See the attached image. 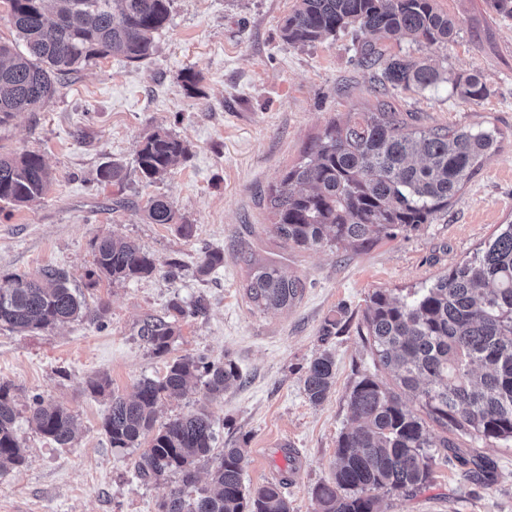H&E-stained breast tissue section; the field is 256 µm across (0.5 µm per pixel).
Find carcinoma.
<instances>
[{
    "instance_id": "1",
    "label": "carcinoma",
    "mask_w": 512,
    "mask_h": 512,
    "mask_svg": "<svg viewBox=\"0 0 512 512\" xmlns=\"http://www.w3.org/2000/svg\"><path fill=\"white\" fill-rule=\"evenodd\" d=\"M11 22L24 50L0 43V124L16 112H32L49 100L57 85L95 58L120 55L131 63L150 58L154 34L170 19L171 0H6ZM349 28L373 36L359 51L360 65L376 70L382 87L426 90L451 84L452 93L473 102L490 95L479 74L448 73L426 58L389 55L384 40L419 47L446 46L457 34L455 20L435 0H298L283 21L282 39L306 46L334 38ZM498 148L493 128L455 129L422 126L384 101L346 120L332 121L278 185L267 194L273 216L270 231L303 249L327 245L365 251L432 222ZM187 154V147L166 130L149 135L136 151L138 169L149 182L161 179ZM41 155L0 156V204L12 208L39 200L51 184ZM152 224H174L184 238L194 225L183 221L164 197L143 208ZM250 273L245 291L259 309L282 308L303 290L301 279L273 264L243 257ZM96 272L114 281L148 277L157 260L123 236L96 242ZM224 266V253L206 254L200 272ZM202 298L191 305L170 302L172 320H150L140 336L152 353H169L176 319L206 311ZM86 309L68 285L65 272L52 267L31 278L0 279V328L36 331L69 322ZM359 335L369 341L386 384L365 374L348 396L355 426L339 437L332 479L317 485L316 512H379L383 494L406 493L430 482L431 448L456 443L432 439L429 424L457 437L512 441V224L471 258L457 263L432 283L402 295L377 289L369 296ZM206 377L208 396L216 399L240 379L231 360L207 362L178 357L158 379L139 382L130 398L112 396L103 429L113 448H139L136 472L142 478L181 476L196 482V461L214 456L210 488L187 500L170 493L159 512H290L277 483L247 486L243 471L247 449L214 453L215 434L206 408L155 427L159 401L182 393ZM335 361L323 352L305 371L303 390L322 403L335 385ZM12 386L0 382V472L24 463L15 435ZM414 401L419 412L410 409ZM36 430L61 448L76 432L67 407L42 399L31 407Z\"/></svg>"
}]
</instances>
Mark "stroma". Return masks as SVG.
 <instances>
[{
    "label": "stroma",
    "mask_w": 512,
    "mask_h": 512,
    "mask_svg": "<svg viewBox=\"0 0 512 512\" xmlns=\"http://www.w3.org/2000/svg\"><path fill=\"white\" fill-rule=\"evenodd\" d=\"M297 0H171L156 53L129 63L120 56L91 62L58 87L35 112L0 125V155L40 154L53 180L30 206L0 211V276L64 271L88 308L62 326L17 333L0 330V381L12 385L15 434L22 466L0 473V512H158L179 487L177 476L140 480L139 449L111 447L102 424L112 395H130L145 378L164 375L169 358L232 360L241 380L209 400L203 384L165 399L158 423L207 407L218 446L248 451L245 484H280L291 512H314L312 492L332 477L342 432L352 425L348 395L362 375L375 374L374 356L357 333L370 294L400 292L447 273L512 224V17L491 0H436L455 19L448 46L412 49L449 75L480 74L491 94L473 103L447 84L418 91L375 90L374 72L360 66L367 36L349 31L305 47L283 42L280 26ZM199 73L189 84L186 71ZM425 126L465 128L484 123L502 132L500 148L431 223L361 252L284 244L270 231L266 195L328 124L372 105L378 97ZM165 129L184 141L187 156L159 181L140 174L139 144ZM122 165V182H101L99 170ZM161 195L193 224L185 238L170 224L150 223L144 201ZM123 235L157 260L149 277L90 280L94 244ZM220 250L224 265L207 275L205 252ZM299 277L305 289L288 308L262 311L248 301L240 252ZM179 260V278L166 263ZM205 297L207 311L181 320L169 356L153 355L139 330L166 315L170 301ZM346 329L323 335L326 320ZM329 352L336 384L319 405L305 395L308 362ZM104 379L109 390L93 393ZM61 404L77 418L65 448L30 422L34 398ZM457 450L434 449L433 480L410 494L383 496L381 512H512V442L461 438ZM481 456L494 472L473 480L466 462Z\"/></svg>",
    "instance_id": "1"
}]
</instances>
